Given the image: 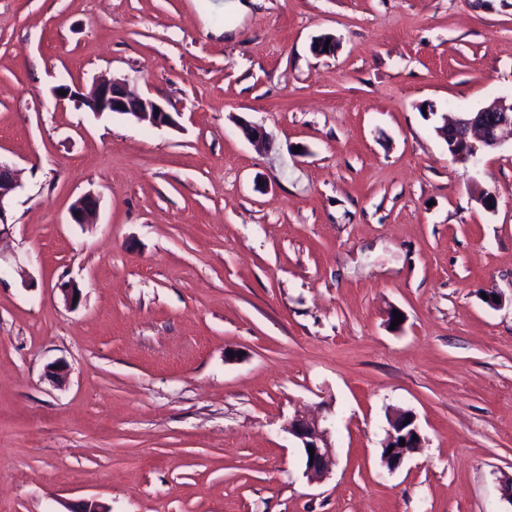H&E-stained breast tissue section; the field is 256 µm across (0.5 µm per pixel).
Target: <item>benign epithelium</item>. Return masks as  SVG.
<instances>
[{"label": "benign epithelium", "mask_w": 512, "mask_h": 512, "mask_svg": "<svg viewBox=\"0 0 512 512\" xmlns=\"http://www.w3.org/2000/svg\"><path fill=\"white\" fill-rule=\"evenodd\" d=\"M65 96L75 98L89 110L97 113L125 115L137 122H148L156 128L175 127V116L169 106L131 90L124 79L114 78L98 82L85 91H73L61 86ZM242 129L250 142L266 147L269 139L262 128L245 123ZM512 130V100L498 97L476 112H465L445 124L440 135L458 145L453 160L461 163L477 162L479 156L494 151L502 145L501 133ZM20 187L13 163L0 158V236L10 230L9 209L15 192ZM99 209V199L92 193L78 196L70 207V219L75 224H87ZM392 432L381 456L386 468L393 472L405 459L422 448L423 438L416 424V416L410 411H398L391 420ZM288 433L300 444L305 473L310 476L330 472L336 464V450L329 440V431L316 419L296 416L288 421ZM405 445H400V441ZM314 452H309V448Z\"/></svg>", "instance_id": "1"}]
</instances>
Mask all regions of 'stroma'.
I'll return each mask as SVG.
<instances>
[{
	"mask_svg": "<svg viewBox=\"0 0 512 512\" xmlns=\"http://www.w3.org/2000/svg\"><path fill=\"white\" fill-rule=\"evenodd\" d=\"M112 77L177 127L53 93ZM501 96L512 0H0V512H512V136L435 132ZM19 186L13 163L0 156V238L9 232V226L13 225L9 222V209ZM99 209V199L92 193L78 196L70 207V219L74 224H89V219ZM406 420H410V423L405 424ZM390 424L393 432L390 433L387 443L382 448L381 459L386 468L393 472L403 464L405 459L422 448L423 438L416 424V416L411 411L396 412ZM413 436H416V439H413ZM400 439L405 441L404 446H400ZM391 446H394V449L388 453ZM383 452L384 455H382ZM288 433L300 444L307 475L317 476L332 470L336 464V450L329 440L328 429L322 428L319 420L295 416L288 422ZM309 447L314 448L313 458H310Z\"/></svg>",
	"mask_w": 512,
	"mask_h": 512,
	"instance_id": "stroma-1",
	"label": "stroma"
}]
</instances>
